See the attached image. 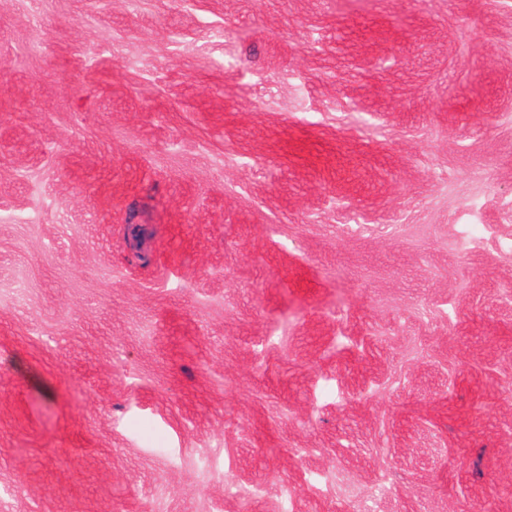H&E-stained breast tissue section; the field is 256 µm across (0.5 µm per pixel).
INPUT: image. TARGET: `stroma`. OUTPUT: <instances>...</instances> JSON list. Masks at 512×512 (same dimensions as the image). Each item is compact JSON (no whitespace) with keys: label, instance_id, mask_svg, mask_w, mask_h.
<instances>
[{"label":"stroma","instance_id":"35a3bbf8","mask_svg":"<svg viewBox=\"0 0 512 512\" xmlns=\"http://www.w3.org/2000/svg\"><path fill=\"white\" fill-rule=\"evenodd\" d=\"M0 512H512V0H0Z\"/></svg>","mask_w":512,"mask_h":512}]
</instances>
